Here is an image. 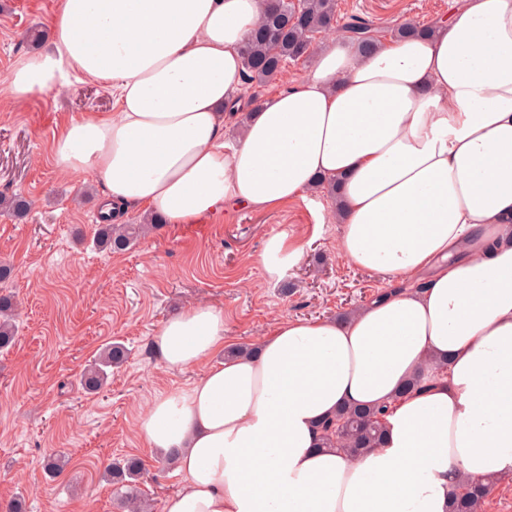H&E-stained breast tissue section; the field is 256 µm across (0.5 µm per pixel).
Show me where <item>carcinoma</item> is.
<instances>
[{
    "instance_id": "obj_1",
    "label": "carcinoma",
    "mask_w": 512,
    "mask_h": 512,
    "mask_svg": "<svg viewBox=\"0 0 512 512\" xmlns=\"http://www.w3.org/2000/svg\"><path fill=\"white\" fill-rule=\"evenodd\" d=\"M336 20L337 0H266L262 20L242 48L245 87L273 81L287 61L311 54L317 35ZM344 29L363 51L377 41L372 29L358 20L346 22ZM28 208L29 202L24 197L0 193V210L21 217ZM162 226L163 219L158 216L148 218L143 224H99L95 244L102 250L122 253ZM15 308L13 295L0 293V350L11 347L15 341ZM125 359L123 346L112 344L104 348L85 371L82 377L84 388L89 392L100 390L107 377L106 369L120 365ZM382 412L381 408H340L335 416L319 425L325 444L342 449L350 457L377 447L381 440ZM107 474L125 507L144 508V496L138 485L142 475L138 460L129 459L122 465L111 466L107 468ZM490 489L489 482H465L453 499L451 512H476Z\"/></svg>"
}]
</instances>
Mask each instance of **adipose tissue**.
<instances>
[{
  "label": "adipose tissue",
  "instance_id": "1",
  "mask_svg": "<svg viewBox=\"0 0 512 512\" xmlns=\"http://www.w3.org/2000/svg\"><path fill=\"white\" fill-rule=\"evenodd\" d=\"M448 3L431 34L319 47L232 142L263 0H62L51 50L11 69L17 102L81 77L111 89L116 111L53 144L104 211L196 224L335 180L340 251L399 283L342 322L280 318L251 354L228 353L223 308L165 320L162 365L200 375L139 423L181 478L163 512H450L462 480L512 475V0ZM301 256L281 234L259 263L280 279ZM344 406L383 408L378 448L322 447Z\"/></svg>",
  "mask_w": 512,
  "mask_h": 512
}]
</instances>
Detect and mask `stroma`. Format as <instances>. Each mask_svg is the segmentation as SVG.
<instances>
[{"mask_svg": "<svg viewBox=\"0 0 512 512\" xmlns=\"http://www.w3.org/2000/svg\"><path fill=\"white\" fill-rule=\"evenodd\" d=\"M61 0H0V100L14 62L30 53L23 36L48 28ZM448 0H339L338 17L357 16L387 40L399 25L429 24ZM5 103V101H4ZM112 92L81 80L0 109V192L32 202L27 217L0 212V262L14 269L7 288L18 302L13 346L0 351V512L21 500L23 512H126L102 474L138 459L141 490L163 512L180 477L150 452L137 424L160 392L182 388L194 372H168L152 338L169 316L207 303L223 308L224 335L258 342L280 317H335L372 300L385 276L350 265L336 248L342 227L336 201L322 191L268 212L228 211L197 224H167L132 249L113 254L93 244L102 189L61 173L52 148L70 119L111 112ZM285 233L303 254L281 280L257 259ZM121 343L125 362L109 369L100 392L81 373L100 349ZM68 463L50 475L47 457Z\"/></svg>", "mask_w": 512, "mask_h": 512, "instance_id": "35a3bbf8", "label": "stroma"}]
</instances>
